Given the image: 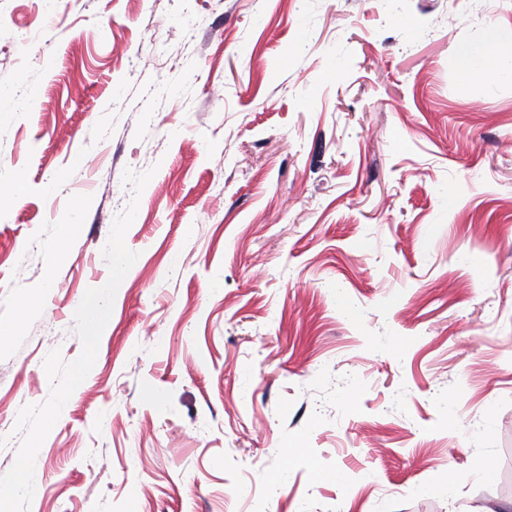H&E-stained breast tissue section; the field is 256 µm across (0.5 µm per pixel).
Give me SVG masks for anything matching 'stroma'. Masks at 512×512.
I'll list each match as a JSON object with an SVG mask.
<instances>
[{
	"label": "stroma",
	"instance_id": "35a3bbf8",
	"mask_svg": "<svg viewBox=\"0 0 512 512\" xmlns=\"http://www.w3.org/2000/svg\"><path fill=\"white\" fill-rule=\"evenodd\" d=\"M493 25L0 0L9 512H512V79L455 65ZM30 464H22L14 471L0 475V511H7V504L19 492L33 494L34 485L30 482Z\"/></svg>",
	"mask_w": 512,
	"mask_h": 512
}]
</instances>
